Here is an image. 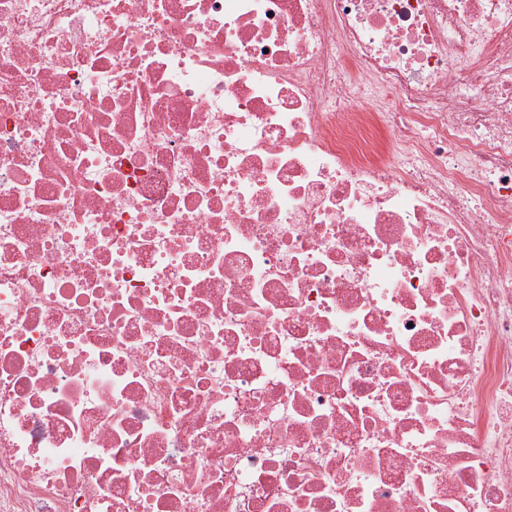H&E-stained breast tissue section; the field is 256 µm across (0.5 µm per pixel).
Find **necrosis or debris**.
I'll use <instances>...</instances> for the list:
<instances>
[{
    "label": "necrosis or debris",
    "instance_id": "necrosis-or-debris-1",
    "mask_svg": "<svg viewBox=\"0 0 512 512\" xmlns=\"http://www.w3.org/2000/svg\"><path fill=\"white\" fill-rule=\"evenodd\" d=\"M0 512H512V0H0Z\"/></svg>",
    "mask_w": 512,
    "mask_h": 512
}]
</instances>
